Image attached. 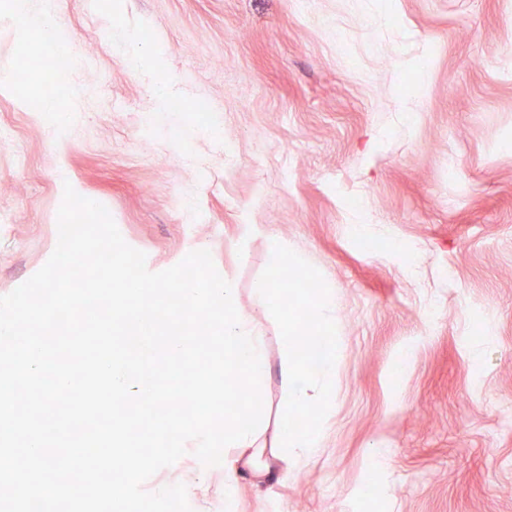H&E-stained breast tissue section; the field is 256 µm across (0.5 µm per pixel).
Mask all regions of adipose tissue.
<instances>
[{
    "mask_svg": "<svg viewBox=\"0 0 512 512\" xmlns=\"http://www.w3.org/2000/svg\"><path fill=\"white\" fill-rule=\"evenodd\" d=\"M287 253L286 243H274L269 273L253 284L252 306L247 310L240 304L236 283L229 278L221 284L201 277L188 286L156 287L137 305L130 303L123 285H116L112 290L113 312L129 328L155 323V310L162 304L174 305L175 314L182 322L195 319L207 322L213 317L215 308H222L224 359L216 365L215 371L237 378L241 385L249 387L250 392L243 401L234 402L223 434H216L206 412L197 416L194 429L203 437L201 454H208L219 446L231 450L248 448L252 451L248 463L261 474L271 470L262 441L270 406L264 388L269 372L266 321L275 320L279 329L284 405L276 421V431L278 446L290 463L308 456L319 444L320 430L313 423V415L324 400L336 369L338 348L335 339L327 335L336 323L335 297L322 293L289 310L281 309L276 303L279 288L276 274ZM137 353L140 360L152 365L151 376H144L115 361L105 365L104 376L112 382L113 398L141 400L156 406L165 399L159 377L169 375V365L173 361L189 365L196 355V348L182 331L175 330L161 340L141 337ZM183 431V425L162 415L155 423L154 434L169 446L170 486L184 494L197 496L206 493L208 487L206 483L189 479L192 463L179 442Z\"/></svg>",
    "mask_w": 512,
    "mask_h": 512,
    "instance_id": "ef3b65f1",
    "label": "adipose tissue"
}]
</instances>
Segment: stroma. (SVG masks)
Here are the masks:
<instances>
[{"mask_svg":"<svg viewBox=\"0 0 512 512\" xmlns=\"http://www.w3.org/2000/svg\"><path fill=\"white\" fill-rule=\"evenodd\" d=\"M13 2L0 296L54 251L67 183L150 271L209 250L245 307L280 238L341 347L318 447L240 479L236 512H512V0H68L52 52Z\"/></svg>","mask_w":512,"mask_h":512,"instance_id":"1","label":"stroma"}]
</instances>
